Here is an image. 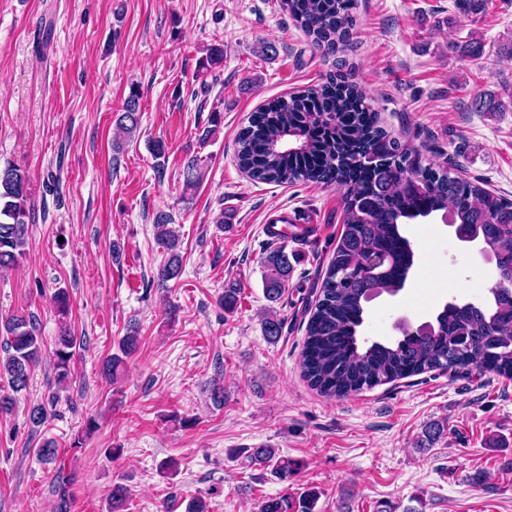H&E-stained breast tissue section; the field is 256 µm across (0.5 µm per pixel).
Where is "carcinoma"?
Instances as JSON below:
<instances>
[{
    "instance_id": "cac0c4a2",
    "label": "carcinoma",
    "mask_w": 512,
    "mask_h": 512,
    "mask_svg": "<svg viewBox=\"0 0 512 512\" xmlns=\"http://www.w3.org/2000/svg\"><path fill=\"white\" fill-rule=\"evenodd\" d=\"M281 8L330 53L344 45L353 26L355 0H280ZM139 94L130 91L117 128L132 137L140 124ZM240 169L262 183L292 185L298 181L343 190V227L306 325L301 368L310 385L329 398L434 371L474 368L512 378V200L481 182L458 174L457 165H434L420 151L391 137L365 92L351 80L331 77L276 98L254 112L236 138ZM204 161L189 160L183 185L192 191L203 180ZM448 213L454 223L480 240L503 272L504 282L484 304H445L426 332L407 331L394 342H358V328L370 294H395L414 264L410 240L402 225ZM30 208L29 178L14 165L0 167V269L17 266L26 255ZM170 219H155L157 239L168 258L159 270L163 281L179 278L182 256L178 239L167 229ZM264 293L281 299L293 271L279 246L264 260ZM6 337L0 357V379L10 392L0 395V414H9L18 394L29 387L32 369L42 353L33 319L13 314L0 320ZM135 331L123 337L119 352L106 357L101 373L115 378L124 357L137 347ZM77 340L68 332L57 339L54 369L58 381L71 374ZM252 459L272 465L288 482L301 469L295 460L278 459L272 448H255ZM127 490L115 484L108 492L111 512H121ZM318 493L298 499H267L260 512H314Z\"/></svg>"
}]
</instances>
